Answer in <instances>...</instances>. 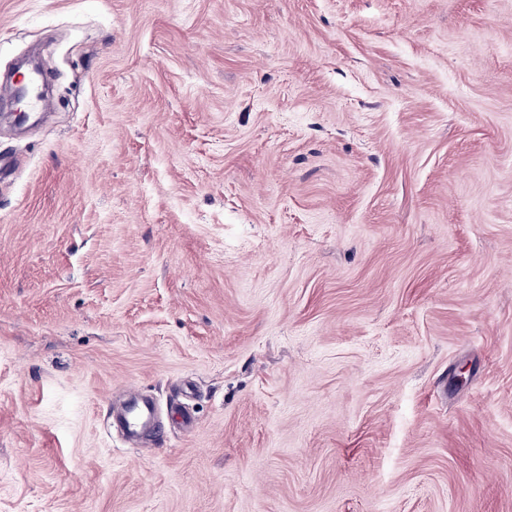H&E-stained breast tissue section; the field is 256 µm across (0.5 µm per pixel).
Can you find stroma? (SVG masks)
<instances>
[{"label": "stroma", "mask_w": 512, "mask_h": 512, "mask_svg": "<svg viewBox=\"0 0 512 512\" xmlns=\"http://www.w3.org/2000/svg\"><path fill=\"white\" fill-rule=\"evenodd\" d=\"M33 50L0 512H512V0H0ZM134 404L124 419L126 433L134 435L141 428L144 418L151 410V402L142 394L133 392Z\"/></svg>", "instance_id": "35a3bbf8"}]
</instances>
